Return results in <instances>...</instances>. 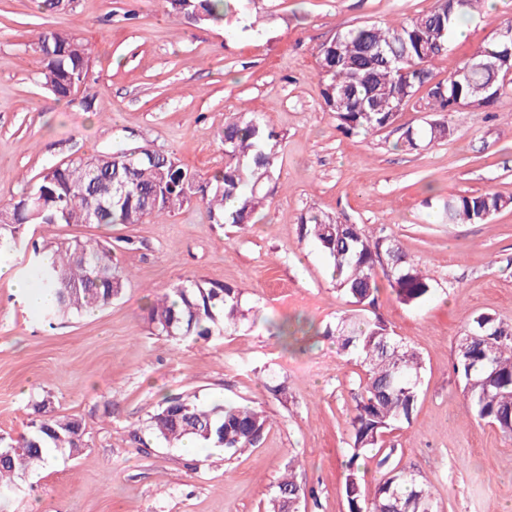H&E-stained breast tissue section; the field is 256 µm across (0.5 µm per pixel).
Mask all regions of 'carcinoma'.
<instances>
[{
  "label": "carcinoma",
  "instance_id": "cac0c4a2",
  "mask_svg": "<svg viewBox=\"0 0 512 512\" xmlns=\"http://www.w3.org/2000/svg\"><path fill=\"white\" fill-rule=\"evenodd\" d=\"M250 0H168V14L199 24L230 20L247 31ZM482 0H448L398 23H365L338 34L339 50L317 48L322 106L336 114L347 134L369 133L392 126L407 106L437 114L436 125L407 128L396 143L405 151L425 149L448 139L445 113L454 103L485 100L512 84L503 58L512 42L493 38L483 44L484 59L468 58L443 80L434 63L448 56L459 22L481 12ZM43 67L40 82L59 98L88 82L89 49L74 35L47 31L38 38ZM224 169L198 178L168 152L137 156L114 149L91 159L54 165L19 198L0 208V255L23 246L31 224H141L156 213L174 212L198 198L209 219L220 226L247 224L266 198L265 187L276 165L278 134L244 112L224 124ZM512 205L496 193L451 195L444 204L450 224H475ZM300 238L317 244L332 267L336 289L358 313L337 318L327 333L340 340L342 352L359 367L358 391L349 425V473L345 480L348 512H438L428 486L412 466L395 467L366 496L359 458L379 447L383 434L411 422L419 399L422 360L412 347L393 336L388 324L366 308L375 304L380 278L405 305H420L432 292L431 278L418 269L395 241L373 238L357 224L326 212L300 217ZM30 268L55 305L44 316L95 311L123 294L127 275L112 261L108 242L57 246L32 244ZM258 312L245 308L239 289L204 279H187L154 299L147 321L161 336L184 341L208 339L256 324ZM453 372L464 390L475 420L494 425L512 438V326L490 315L477 316L459 336ZM268 416L252 407L192 396L164 399L150 418L153 435L174 447L192 438L204 448L218 447L233 456L261 442ZM12 455L0 460V499L6 500L16 479L46 466L47 449L71 456L84 448V430L75 418L52 415L35 419L28 435L12 444ZM312 490L297 482L293 470L277 484L271 512H292Z\"/></svg>",
  "mask_w": 512,
  "mask_h": 512
}]
</instances>
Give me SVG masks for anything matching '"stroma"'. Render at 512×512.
<instances>
[{
    "label": "stroma",
    "mask_w": 512,
    "mask_h": 512,
    "mask_svg": "<svg viewBox=\"0 0 512 512\" xmlns=\"http://www.w3.org/2000/svg\"><path fill=\"white\" fill-rule=\"evenodd\" d=\"M434 0H256L258 31L198 25L169 16L166 0H70L48 11L39 0H0V207L51 166L148 147L172 153L208 176L224 166L225 121L252 112L282 140L268 198L250 223L210 222L191 202L141 224H33L38 245L89 238L111 242L129 270L123 295L102 310L53 321L18 295L29 249L0 258V447L30 431L31 404L82 421L78 456L54 453L20 480L0 512H265L287 469L315 490L300 512H347L348 425L358 369L325 329L351 305L329 261L299 236V218L322 209L366 235L399 243L429 271L433 293L401 304L382 287L377 313L424 358L411 423L387 431L392 463L414 466L439 512H512V440L472 416L453 372L461 333L480 314L512 325V207L479 224L449 223V195L512 197V89L493 106L448 113L446 141L397 149L401 128L432 120L405 108L393 126L345 136L321 107L316 51L336 32L428 10ZM512 19L495 0L462 21L443 79ZM76 34L91 51V78L78 97L59 99L38 76L37 39ZM94 102L85 110L82 99ZM238 288L261 321L226 336L173 342L155 335L147 309L186 279ZM308 326L285 347L275 325ZM283 383L285 395L270 393ZM233 401L262 410L260 444L224 458L189 457L150 433L165 398Z\"/></svg>",
    "instance_id": "stroma-1"
}]
</instances>
